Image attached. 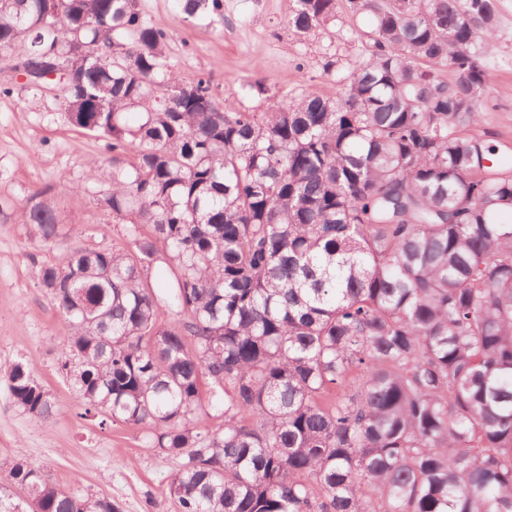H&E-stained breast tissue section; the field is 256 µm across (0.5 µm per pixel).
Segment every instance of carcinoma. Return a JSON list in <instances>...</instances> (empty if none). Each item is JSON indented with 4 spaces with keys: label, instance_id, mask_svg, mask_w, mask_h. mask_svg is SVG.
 Returning <instances> with one entry per match:
<instances>
[{
    "label": "carcinoma",
    "instance_id": "obj_1",
    "mask_svg": "<svg viewBox=\"0 0 512 512\" xmlns=\"http://www.w3.org/2000/svg\"><path fill=\"white\" fill-rule=\"evenodd\" d=\"M177 2L224 21L223 0ZM350 9L370 56L343 92L288 102L262 83L265 111L230 112L210 75L176 74L138 0H0V57L64 56L65 119L106 142L112 170L90 176L129 225L124 246L40 269L70 325L59 370L84 414L178 460L181 512H512V156L474 134L497 0ZM335 17L336 0H293L288 27ZM45 195L21 220L52 245ZM0 374L51 422L27 360ZM4 470L25 496L1 490L0 512H114L25 461Z\"/></svg>",
    "mask_w": 512,
    "mask_h": 512
}]
</instances>
